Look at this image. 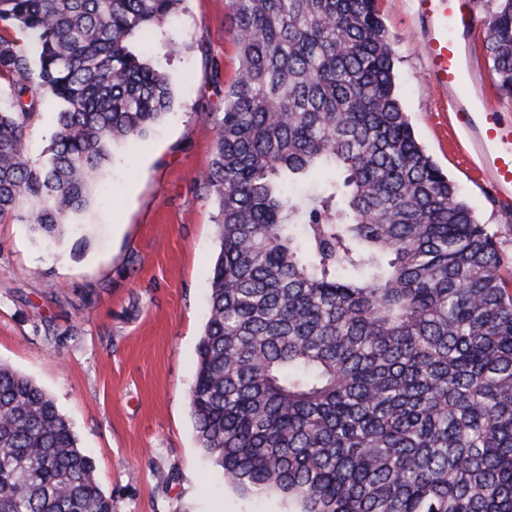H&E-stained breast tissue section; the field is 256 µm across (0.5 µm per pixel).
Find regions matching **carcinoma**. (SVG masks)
<instances>
[{
  "label": "carcinoma",
  "mask_w": 512,
  "mask_h": 512,
  "mask_svg": "<svg viewBox=\"0 0 512 512\" xmlns=\"http://www.w3.org/2000/svg\"><path fill=\"white\" fill-rule=\"evenodd\" d=\"M182 0H0V221L52 245L172 107L135 45ZM202 175L219 251L189 393L225 483L298 512H512V290L403 111L377 0H229ZM512 98V0H482ZM50 113L32 160V119ZM52 398L0 364V512H113Z\"/></svg>",
  "instance_id": "1"
}]
</instances>
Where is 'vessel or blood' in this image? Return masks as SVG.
<instances>
[{
    "mask_svg": "<svg viewBox=\"0 0 512 512\" xmlns=\"http://www.w3.org/2000/svg\"><path fill=\"white\" fill-rule=\"evenodd\" d=\"M423 23L421 47L426 79L448 100L455 131L474 159L484 183L512 204V123L487 103L486 82L469 57V37L479 25L474 0H413Z\"/></svg>",
    "mask_w": 512,
    "mask_h": 512,
    "instance_id": "vessel-or-blood-1",
    "label": "vessel or blood"
}]
</instances>
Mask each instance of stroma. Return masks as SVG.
Instances as JSON below:
<instances>
[{
  "instance_id": "stroma-1",
  "label": "stroma",
  "mask_w": 512,
  "mask_h": 512,
  "mask_svg": "<svg viewBox=\"0 0 512 512\" xmlns=\"http://www.w3.org/2000/svg\"><path fill=\"white\" fill-rule=\"evenodd\" d=\"M395 42L404 111L420 143L495 234L512 274V207L484 189L457 146L442 97L424 79L411 0H380ZM228 0H183L148 56L169 75L174 104L134 147H118L75 238L46 250L29 225L0 223V363L55 401L93 462L114 512H288L271 494L224 484L200 448L189 392L217 253L215 208L201 181L239 67ZM177 36L179 54L164 42Z\"/></svg>"
}]
</instances>
